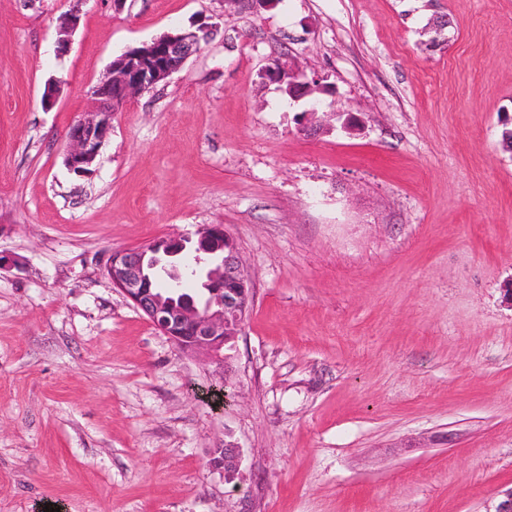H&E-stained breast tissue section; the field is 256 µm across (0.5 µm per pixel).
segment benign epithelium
<instances>
[{
	"mask_svg": "<svg viewBox=\"0 0 512 512\" xmlns=\"http://www.w3.org/2000/svg\"><path fill=\"white\" fill-rule=\"evenodd\" d=\"M212 31L213 26L202 21L194 30L166 33L136 52L128 49L117 56L94 90L95 108L84 113L69 129L64 158L69 170L78 176L88 173L112 127V115L153 91L180 69ZM265 76L272 82L286 84L288 96L293 99L310 96L320 89L316 80H305L285 66L272 65ZM331 119L343 121L346 130L359 127V120L352 113L331 104L327 110L315 105L306 111L305 128L315 133ZM192 241L202 245L201 253L206 255L202 259V296L180 297L175 292L164 296L148 288L151 280L179 258ZM106 272L113 288L187 353L218 355L238 335L253 298L239 248L222 224L202 225L192 238L158 237L141 246L113 251ZM209 465L230 478L239 467V453L228 444L215 448Z\"/></svg>",
	"mask_w": 512,
	"mask_h": 512,
	"instance_id": "obj_1",
	"label": "benign epithelium"
}]
</instances>
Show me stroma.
<instances>
[{
  "mask_svg": "<svg viewBox=\"0 0 512 512\" xmlns=\"http://www.w3.org/2000/svg\"><path fill=\"white\" fill-rule=\"evenodd\" d=\"M201 19V51L71 173L67 133L113 59ZM276 59L360 130L303 131L309 99L263 76ZM507 129L512 0H0V512H496ZM204 224L235 238L254 295L217 358L105 270ZM227 443L231 479L208 465Z\"/></svg>",
  "mask_w": 512,
  "mask_h": 512,
  "instance_id": "stroma-1",
  "label": "stroma"
}]
</instances>
